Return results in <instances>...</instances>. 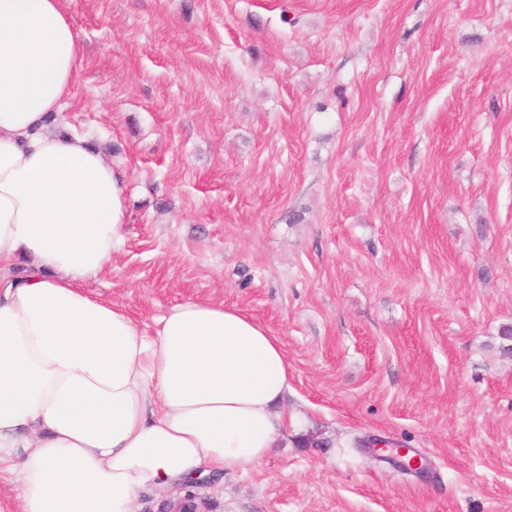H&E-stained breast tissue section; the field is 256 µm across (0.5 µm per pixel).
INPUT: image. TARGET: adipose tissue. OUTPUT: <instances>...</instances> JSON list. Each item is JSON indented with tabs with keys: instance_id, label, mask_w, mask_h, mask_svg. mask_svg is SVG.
I'll return each mask as SVG.
<instances>
[{
	"instance_id": "1",
	"label": "adipose tissue",
	"mask_w": 512,
	"mask_h": 512,
	"mask_svg": "<svg viewBox=\"0 0 512 512\" xmlns=\"http://www.w3.org/2000/svg\"><path fill=\"white\" fill-rule=\"evenodd\" d=\"M81 60L59 0H0V474L16 512H134L147 490L256 469L300 415L278 339L188 300L145 330L85 283L124 242V175L60 129Z\"/></svg>"
}]
</instances>
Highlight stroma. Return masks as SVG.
<instances>
[{
  "instance_id": "stroma-1",
  "label": "stroma",
  "mask_w": 512,
  "mask_h": 512,
  "mask_svg": "<svg viewBox=\"0 0 512 512\" xmlns=\"http://www.w3.org/2000/svg\"><path fill=\"white\" fill-rule=\"evenodd\" d=\"M126 178L94 294L262 323L307 418L212 512H512V0H61ZM427 460L419 477L358 448Z\"/></svg>"
}]
</instances>
